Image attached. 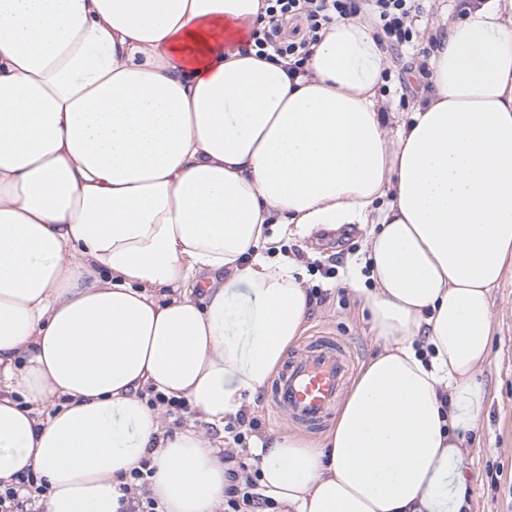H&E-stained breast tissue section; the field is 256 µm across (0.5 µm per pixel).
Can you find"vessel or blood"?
Here are the masks:
<instances>
[{
	"mask_svg": "<svg viewBox=\"0 0 512 512\" xmlns=\"http://www.w3.org/2000/svg\"><path fill=\"white\" fill-rule=\"evenodd\" d=\"M354 368L349 347L315 339L304 344L271 392L273 408L297 424L315 428L332 413Z\"/></svg>",
	"mask_w": 512,
	"mask_h": 512,
	"instance_id": "vessel-or-blood-1",
	"label": "vessel or blood"
}]
</instances>
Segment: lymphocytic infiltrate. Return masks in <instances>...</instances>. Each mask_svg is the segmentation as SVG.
Here are the masks:
<instances>
[{
    "label": "lymphocytic infiltrate",
    "instance_id": "lymphocytic-infiltrate-1",
    "mask_svg": "<svg viewBox=\"0 0 512 512\" xmlns=\"http://www.w3.org/2000/svg\"><path fill=\"white\" fill-rule=\"evenodd\" d=\"M267 23L253 30L251 46L257 55L275 53L301 65L310 47L320 38L323 26L357 15L369 17L393 49L409 46L412 23L422 11L421 0H266ZM46 487L33 472L23 473L17 483L0 484V512H28L27 506L44 495Z\"/></svg>",
    "mask_w": 512,
    "mask_h": 512
}]
</instances>
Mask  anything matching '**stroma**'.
<instances>
[{
    "mask_svg": "<svg viewBox=\"0 0 512 512\" xmlns=\"http://www.w3.org/2000/svg\"><path fill=\"white\" fill-rule=\"evenodd\" d=\"M460 0H424V13L415 28L420 44H427L432 29H445L460 16ZM385 83L380 92L394 111L407 112L414 105L416 84L412 75L422 57L407 50L390 52ZM366 230L357 224H344L334 230L319 229L307 236H294L273 242L271 252L296 258L312 295V308L303 339L332 336L350 347L356 366H363L381 349V342L370 328L354 293L347 288L349 263L360 266L365 255ZM493 340L491 360L484 368V398L480 427L470 433L465 445L470 453L466 464L473 477L467 512H512V264L508 265L499 288L492 293ZM271 390L263 388L249 416L257 421L255 430L241 432L235 420L223 428L206 426L205 433L220 448L239 436L240 447H252L255 440L291 431L286 417L270 407Z\"/></svg>",
    "mask_w": 512,
    "mask_h": 512,
    "instance_id": "35a3bbf8",
    "label": "stroma"
}]
</instances>
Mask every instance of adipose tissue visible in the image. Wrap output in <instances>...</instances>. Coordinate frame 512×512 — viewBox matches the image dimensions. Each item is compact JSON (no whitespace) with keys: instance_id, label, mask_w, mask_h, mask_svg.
<instances>
[{"instance_id":"obj_1","label":"adipose tissue","mask_w":512,"mask_h":512,"mask_svg":"<svg viewBox=\"0 0 512 512\" xmlns=\"http://www.w3.org/2000/svg\"><path fill=\"white\" fill-rule=\"evenodd\" d=\"M265 0H0V482L42 512H220L223 426L310 314L283 234L366 226L380 352L323 442L249 448L279 512H454L512 262V0L448 26L409 115L371 24L301 70L244 54ZM183 399L168 432L141 392ZM17 484L3 485L0 483V512H33L27 509L45 494L47 487L29 469L26 473L16 476Z\"/></svg>"}]
</instances>
